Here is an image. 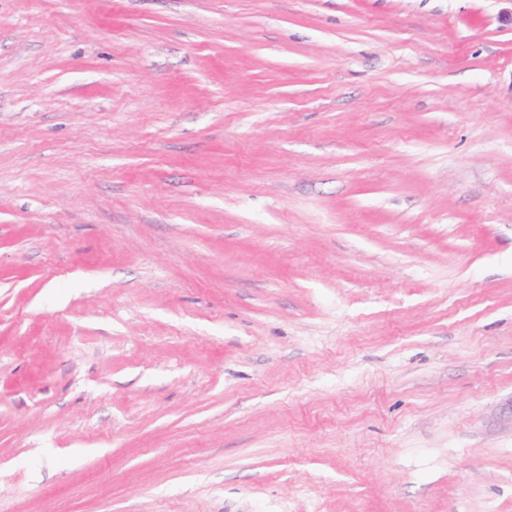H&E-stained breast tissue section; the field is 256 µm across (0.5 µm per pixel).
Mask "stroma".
Returning a JSON list of instances; mask_svg holds the SVG:
<instances>
[{"label": "stroma", "mask_w": 512, "mask_h": 512, "mask_svg": "<svg viewBox=\"0 0 512 512\" xmlns=\"http://www.w3.org/2000/svg\"><path fill=\"white\" fill-rule=\"evenodd\" d=\"M505 0H0V512H512Z\"/></svg>", "instance_id": "obj_1"}]
</instances>
